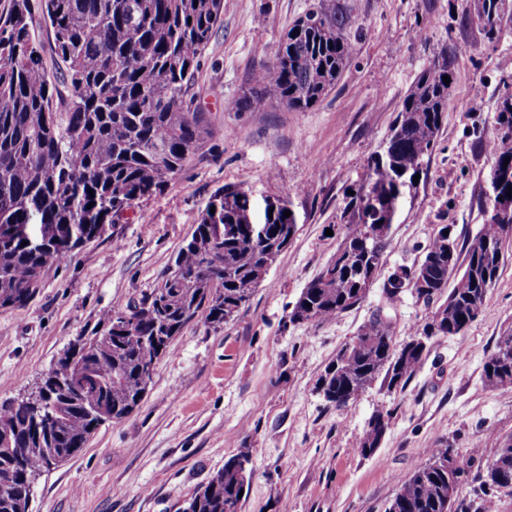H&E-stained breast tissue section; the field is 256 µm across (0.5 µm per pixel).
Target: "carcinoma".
<instances>
[{
    "instance_id": "carcinoma-1",
    "label": "carcinoma",
    "mask_w": 512,
    "mask_h": 512,
    "mask_svg": "<svg viewBox=\"0 0 512 512\" xmlns=\"http://www.w3.org/2000/svg\"><path fill=\"white\" fill-rule=\"evenodd\" d=\"M40 9L64 69H48L30 29ZM223 0H10L0 14V231L37 224V246L0 247V309L25 306L46 269L99 237V226L162 191L204 145L210 130L203 110L186 101L188 83L223 15ZM466 20L489 41L512 22V0H470ZM349 16L339 0H319L260 60L241 112L277 104L293 111L316 106L336 85L353 46ZM455 51L434 55L407 91L382 151L347 196L348 228L336 254L304 288L288 313L293 325H320L361 304L376 284L403 189L413 184L435 150L454 77ZM69 86L64 111L54 104L57 84ZM487 148L502 182L512 186V91L496 103ZM94 194H89V190ZM226 186L201 213L191 238L160 282L138 303L112 308L90 334L60 353L44 381L47 427L34 409L0 406V512H28L31 484L53 459L67 461L106 421L119 422L140 404L156 362L198 316L214 328L233 320L288 249L296 218L275 199L263 239L218 238L212 224H240L239 197ZM224 204L210 213L214 200ZM94 206H89V203ZM486 219L465 251L448 255L441 227L413 266L416 282L445 298L432 321L410 330L424 337L395 347L391 324L374 315L320 376L317 390L338 408L377 379L404 388L435 336L464 331L485 306L512 236V210ZM493 389L512 379V332L499 337L483 366ZM375 415L360 438L371 450L387 428ZM502 454L487 463L485 483L501 487ZM245 454L224 461L191 497L185 512H240L247 484ZM448 472L424 464L400 479L388 512H443Z\"/></svg>"
}]
</instances>
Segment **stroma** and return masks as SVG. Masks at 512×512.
Returning <instances> with one entry per match:
<instances>
[{"instance_id": "stroma-1", "label": "stroma", "mask_w": 512, "mask_h": 512, "mask_svg": "<svg viewBox=\"0 0 512 512\" xmlns=\"http://www.w3.org/2000/svg\"><path fill=\"white\" fill-rule=\"evenodd\" d=\"M354 46L335 88L315 107L240 112L253 70L318 0H224L223 19L191 92L212 135L163 191L114 217L107 231L53 263L33 299L0 309V402L16 401L48 374L76 336L153 288L190 238L214 193L227 185L292 203L297 231L237 317L213 329L195 318L156 364L138 408L99 426L73 459L36 476L29 512H184L229 457L252 470L241 512H387L401 477L434 448L470 465L456 512H512V488L480 475L512 438V385L487 388L483 365L512 328V242L491 297L461 333L430 340L401 389L375 381L346 407L316 383L376 310L396 344L429 322L435 304L404 292L386 305L372 288L360 305L321 325L288 312L346 233V193L364 176L402 100L436 47L457 50L456 79L438 146L391 226L385 269L413 266L441 225L461 242L481 229L492 161L485 136L508 83L512 34L488 42L464 18L468 0H340ZM389 417L378 448L359 440L375 414Z\"/></svg>"}]
</instances>
